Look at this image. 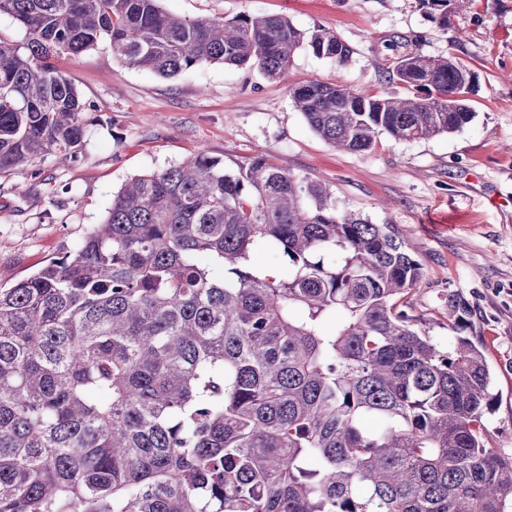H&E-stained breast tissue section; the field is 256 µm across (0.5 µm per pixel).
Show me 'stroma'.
I'll list each match as a JSON object with an SVG mask.
<instances>
[{
  "mask_svg": "<svg viewBox=\"0 0 512 512\" xmlns=\"http://www.w3.org/2000/svg\"><path fill=\"white\" fill-rule=\"evenodd\" d=\"M187 18L278 14L323 27L352 50L347 66L298 50L289 84L311 80L399 95L400 56L452 55L478 76L473 120L452 134L398 141L381 134L339 151L308 127L288 86L248 67L208 64L172 78L123 66L106 47L55 57L89 109L77 160L49 155L36 176L0 173V288L73 251L130 178L200 152L226 167L257 155L330 187L349 211L395 225L422 277L404 309L444 348L470 338L485 353L495 396L488 445L512 460V0H449L448 26L419 0H161ZM504 200L494 208L489 198ZM456 295L460 311L449 313Z\"/></svg>",
  "mask_w": 512,
  "mask_h": 512,
  "instance_id": "35a3bbf8",
  "label": "stroma"
}]
</instances>
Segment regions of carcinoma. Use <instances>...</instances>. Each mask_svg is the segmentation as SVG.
<instances>
[{
  "instance_id": "cac0c4a2",
  "label": "carcinoma",
  "mask_w": 512,
  "mask_h": 512,
  "mask_svg": "<svg viewBox=\"0 0 512 512\" xmlns=\"http://www.w3.org/2000/svg\"><path fill=\"white\" fill-rule=\"evenodd\" d=\"M448 25V0H420ZM0 173L75 158L86 103L52 63L107 45L163 77L207 63L288 82L302 47H350L286 17L179 18L160 0H0ZM413 94L289 86L310 128L363 151L453 133L475 72L406 54ZM264 247L288 276L252 269ZM420 264L391 224L255 156L205 152L131 178L63 257L0 288V512H505L487 447L486 357L444 351L403 309Z\"/></svg>"
}]
</instances>
